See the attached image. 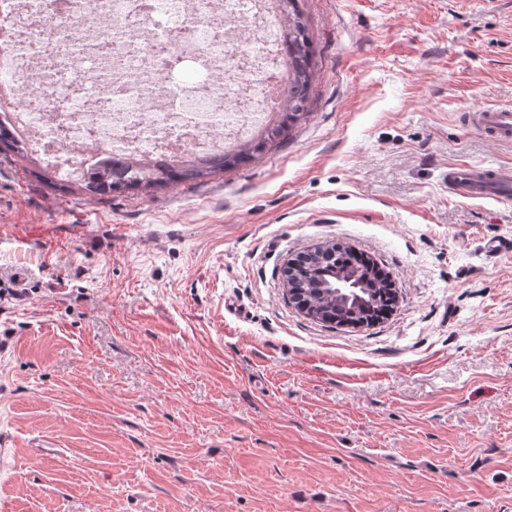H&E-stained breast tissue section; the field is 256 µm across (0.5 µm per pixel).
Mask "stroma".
I'll list each match as a JSON object with an SVG mask.
<instances>
[{
  "label": "stroma",
  "mask_w": 512,
  "mask_h": 512,
  "mask_svg": "<svg viewBox=\"0 0 512 512\" xmlns=\"http://www.w3.org/2000/svg\"><path fill=\"white\" fill-rule=\"evenodd\" d=\"M310 109L208 182L99 202L0 156V512H512V0H304ZM506 248L491 254V242ZM399 293L289 304L316 244ZM473 127L499 142H512V107L509 105H494L473 112L471 117ZM448 190L468 199H509L512 195V166L456 164L448 168ZM374 260L366 261L353 249H308L299 259L293 274L288 275V299L299 300L317 310L319 321L329 327H337L343 321L353 325L371 327L383 319L391 303V288H386V279L378 275ZM349 275L365 285L360 299L345 300L336 293L339 277Z\"/></svg>",
  "instance_id": "1"
}]
</instances>
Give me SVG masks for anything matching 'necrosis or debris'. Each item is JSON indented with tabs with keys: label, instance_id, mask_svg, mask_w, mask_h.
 Instances as JSON below:
<instances>
[{
	"label": "necrosis or debris",
	"instance_id": "obj_1",
	"mask_svg": "<svg viewBox=\"0 0 512 512\" xmlns=\"http://www.w3.org/2000/svg\"><path fill=\"white\" fill-rule=\"evenodd\" d=\"M280 31L270 0H0V124L63 180L205 158L279 111Z\"/></svg>",
	"mask_w": 512,
	"mask_h": 512
}]
</instances>
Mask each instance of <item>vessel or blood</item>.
I'll use <instances>...</instances> for the list:
<instances>
[{"instance_id":"1","label":"vessel or blood","mask_w":512,"mask_h":512,"mask_svg":"<svg viewBox=\"0 0 512 512\" xmlns=\"http://www.w3.org/2000/svg\"><path fill=\"white\" fill-rule=\"evenodd\" d=\"M473 127L499 142H512V107L494 105L473 112ZM448 189L468 199H507L512 197V166H480L460 163L448 169Z\"/></svg>"}]
</instances>
